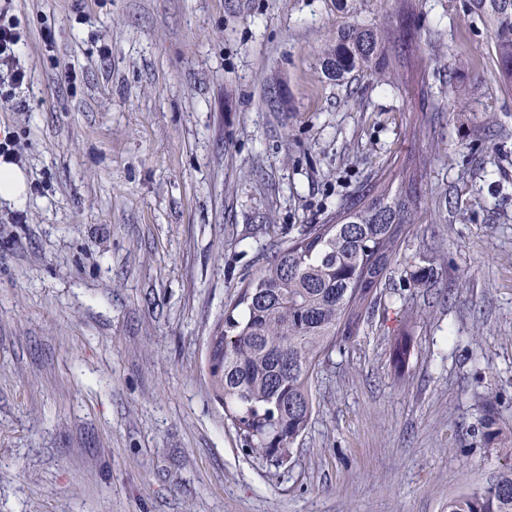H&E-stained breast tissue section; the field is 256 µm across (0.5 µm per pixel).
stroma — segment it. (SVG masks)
Masks as SVG:
<instances>
[{
  "label": "stroma",
  "instance_id": "stroma-1",
  "mask_svg": "<svg viewBox=\"0 0 512 512\" xmlns=\"http://www.w3.org/2000/svg\"><path fill=\"white\" fill-rule=\"evenodd\" d=\"M414 3L14 0L0 512H444L512 464L478 430L489 398L512 429V93L469 0ZM357 23L415 37L425 88L330 79ZM411 155L400 262L316 368L309 429L281 464L243 450L205 366L225 304ZM27 192V179L24 172L15 165L0 164V200L18 204L24 201Z\"/></svg>",
  "mask_w": 512,
  "mask_h": 512
}]
</instances>
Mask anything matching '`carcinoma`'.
<instances>
[{"label":"carcinoma","instance_id":"carcinoma-1","mask_svg":"<svg viewBox=\"0 0 512 512\" xmlns=\"http://www.w3.org/2000/svg\"><path fill=\"white\" fill-rule=\"evenodd\" d=\"M490 33L497 73L512 89V0H471ZM389 33L352 25L336 33L321 67L341 81L368 72L392 87L415 67L413 41L390 52ZM403 187L392 192L395 177ZM420 166L384 170L346 207L278 250L224 307L206 361L210 387L243 446L268 458L288 455L313 414L310 381L323 357L354 336L398 262L419 198ZM409 338L392 347L405 363ZM484 434L512 460V430L481 423ZM448 512H512V465L498 479L448 500Z\"/></svg>","mask_w":512,"mask_h":512}]
</instances>
